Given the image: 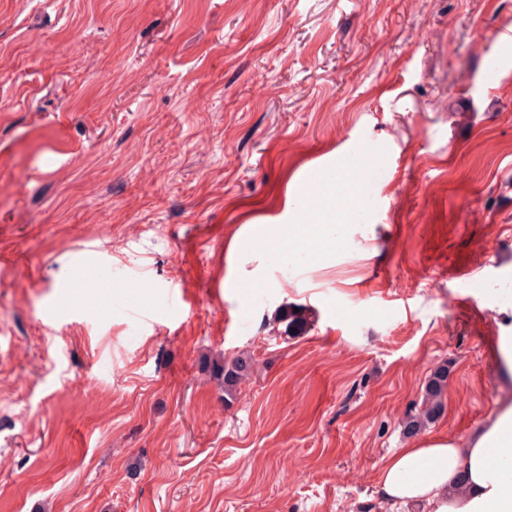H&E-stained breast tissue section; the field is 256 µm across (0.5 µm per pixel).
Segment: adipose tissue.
Listing matches in <instances>:
<instances>
[{"mask_svg": "<svg viewBox=\"0 0 512 512\" xmlns=\"http://www.w3.org/2000/svg\"><path fill=\"white\" fill-rule=\"evenodd\" d=\"M345 222L325 209L318 223L292 224L273 252L302 250L321 258ZM378 492L392 512H512V404L502 406L466 440L431 437L384 463Z\"/></svg>", "mask_w": 512, "mask_h": 512, "instance_id": "adipose-tissue-1", "label": "adipose tissue"}]
</instances>
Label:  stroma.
<instances>
[{"instance_id": "1", "label": "stroma", "mask_w": 512, "mask_h": 512, "mask_svg": "<svg viewBox=\"0 0 512 512\" xmlns=\"http://www.w3.org/2000/svg\"><path fill=\"white\" fill-rule=\"evenodd\" d=\"M478 23L512 0H0V512H390L438 366L425 437L512 404V79L483 91ZM362 138L394 150L381 212L269 259L252 226L315 223L299 186ZM251 367L252 361L243 357H236L230 362L224 361L221 369L224 375V401L235 396L238 386L249 376ZM447 387L448 368L441 366L433 372L425 385L420 411L406 420L404 428L407 435L422 432L441 416L445 408Z\"/></svg>"}]
</instances>
